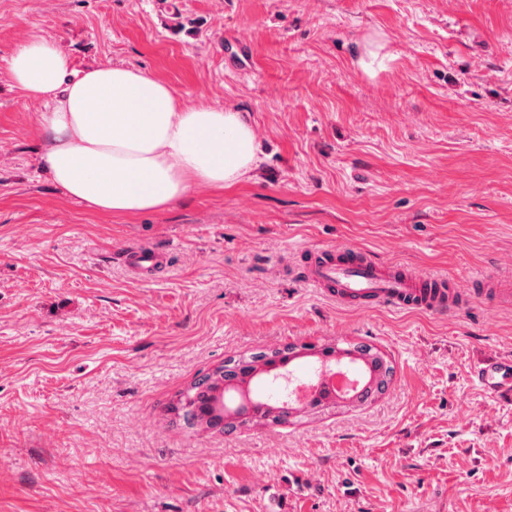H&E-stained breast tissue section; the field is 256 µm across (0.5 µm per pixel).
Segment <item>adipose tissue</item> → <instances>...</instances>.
Here are the masks:
<instances>
[{
	"mask_svg": "<svg viewBox=\"0 0 512 512\" xmlns=\"http://www.w3.org/2000/svg\"><path fill=\"white\" fill-rule=\"evenodd\" d=\"M9 72L27 98L47 107L46 172L90 210H164L194 186H235L257 163L242 113L187 105L151 70L122 64L79 74L54 43L35 39L14 52Z\"/></svg>",
	"mask_w": 512,
	"mask_h": 512,
	"instance_id": "adipose-tissue-1",
	"label": "adipose tissue"
}]
</instances>
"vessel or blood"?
Masks as SVG:
<instances>
[{
  "label": "vessel or blood",
  "mask_w": 512,
  "mask_h": 512,
  "mask_svg": "<svg viewBox=\"0 0 512 512\" xmlns=\"http://www.w3.org/2000/svg\"><path fill=\"white\" fill-rule=\"evenodd\" d=\"M119 260L131 276L144 282L154 279L169 264L167 253L150 247L122 249ZM300 274L304 284L320 296L356 311L453 312L463 298L453 279L382 263L364 249L350 245L309 249ZM488 290L495 299V309L512 311L511 274L489 281ZM475 376L486 394L512 402V357L480 362Z\"/></svg>",
  "instance_id": "obj_1"
}]
</instances>
